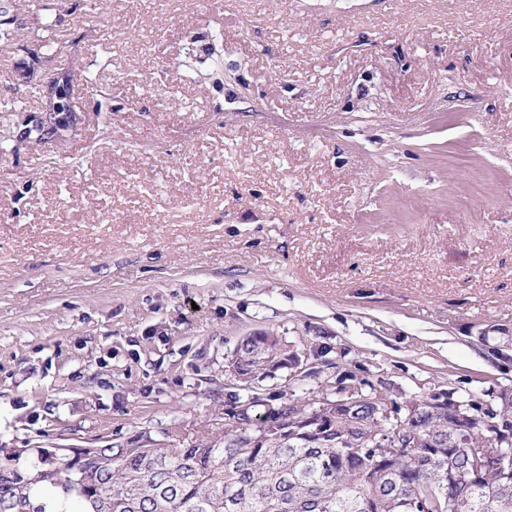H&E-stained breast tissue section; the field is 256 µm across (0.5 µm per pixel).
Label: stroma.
I'll return each mask as SVG.
<instances>
[{"label": "stroma", "instance_id": "1", "mask_svg": "<svg viewBox=\"0 0 512 512\" xmlns=\"http://www.w3.org/2000/svg\"><path fill=\"white\" fill-rule=\"evenodd\" d=\"M7 15L0 448L191 447L339 368L404 407L512 391V0ZM260 330L319 375L232 385Z\"/></svg>", "mask_w": 512, "mask_h": 512}]
</instances>
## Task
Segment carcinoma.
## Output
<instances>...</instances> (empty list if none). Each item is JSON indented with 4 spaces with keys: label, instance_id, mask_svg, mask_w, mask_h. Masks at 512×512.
<instances>
[{
    "label": "carcinoma",
    "instance_id": "obj_1",
    "mask_svg": "<svg viewBox=\"0 0 512 512\" xmlns=\"http://www.w3.org/2000/svg\"><path fill=\"white\" fill-rule=\"evenodd\" d=\"M71 81L53 111L68 115ZM252 336L227 374L247 388L288 353ZM353 395L336 381V416L316 427L319 408L282 400L261 414L244 407L224 418V441L192 448L100 449L96 464L78 457L0 455V506L9 512H512V397L472 392L410 408L355 375ZM412 430L415 448L383 440ZM498 445L493 459L470 448ZM475 469L470 481L457 475Z\"/></svg>",
    "mask_w": 512,
    "mask_h": 512
}]
</instances>
